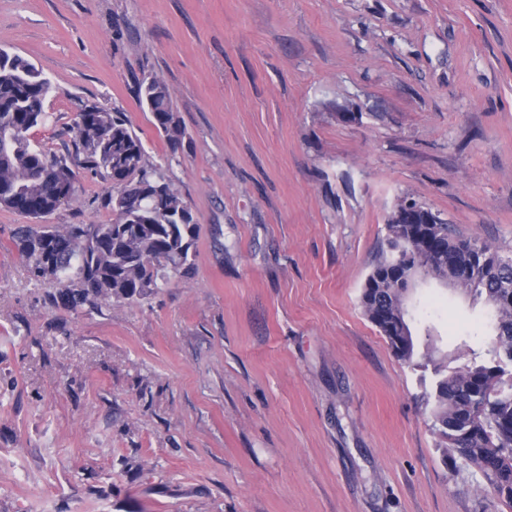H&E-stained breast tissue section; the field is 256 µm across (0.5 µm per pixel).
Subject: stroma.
<instances>
[{"mask_svg":"<svg viewBox=\"0 0 512 512\" xmlns=\"http://www.w3.org/2000/svg\"><path fill=\"white\" fill-rule=\"evenodd\" d=\"M0 48L58 88L35 142L64 152L82 101L125 113L199 224L190 275L77 313L0 209V512H502L360 297L405 201L512 256V0H0ZM79 179L48 223L110 219L111 180ZM407 306L439 355L489 341L452 286ZM139 104L151 113L154 125L172 148L183 146L184 126L177 115L168 86L156 77L139 81L134 89Z\"/></svg>","mask_w":512,"mask_h":512,"instance_id":"35a3bbf8","label":"stroma"}]
</instances>
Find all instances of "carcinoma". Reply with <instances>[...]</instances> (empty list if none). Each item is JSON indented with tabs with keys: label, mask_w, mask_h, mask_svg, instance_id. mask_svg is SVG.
Segmentation results:
<instances>
[{
	"label": "carcinoma",
	"mask_w": 512,
	"mask_h": 512,
	"mask_svg": "<svg viewBox=\"0 0 512 512\" xmlns=\"http://www.w3.org/2000/svg\"><path fill=\"white\" fill-rule=\"evenodd\" d=\"M56 88L28 59L0 49V207L31 220L13 232V244L36 281L58 285L53 302L78 310L103 301L137 303L167 282L166 270L192 269L198 223L175 184L146 162L141 138L125 114L95 102L79 104L63 153L33 142L31 132L47 122ZM139 104L174 149L183 146L184 126L166 83L139 81ZM112 180L104 200L112 213L105 224H46L63 205L79 200L77 169ZM424 237L405 225L386 224L385 246L366 279L364 315L385 336L400 360L419 354L408 323L407 295L390 272L418 263L433 279L453 280L492 320L485 350L462 348L463 365L452 370L429 353L434 386L424 392L432 430L443 454L479 473L497 501L512 508V258L465 237L431 209L418 205Z\"/></svg>",
	"instance_id": "carcinoma-1"
}]
</instances>
